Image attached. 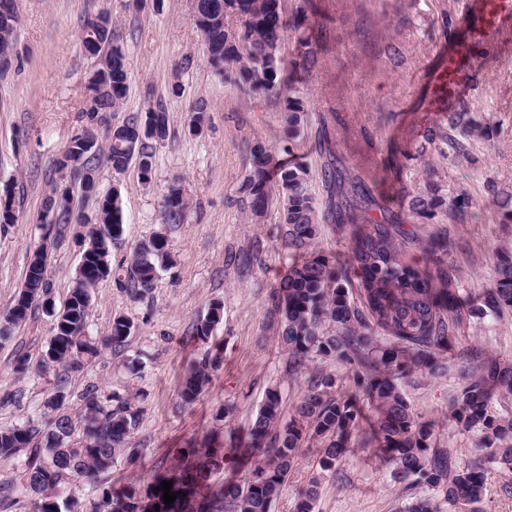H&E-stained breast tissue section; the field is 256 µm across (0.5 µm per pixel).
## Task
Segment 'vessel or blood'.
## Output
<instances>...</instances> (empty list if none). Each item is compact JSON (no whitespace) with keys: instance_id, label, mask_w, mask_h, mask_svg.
<instances>
[{"instance_id":"b4317fda","label":"vessel or blood","mask_w":512,"mask_h":512,"mask_svg":"<svg viewBox=\"0 0 512 512\" xmlns=\"http://www.w3.org/2000/svg\"><path fill=\"white\" fill-rule=\"evenodd\" d=\"M458 30V37L439 49L437 65L426 71L434 112L476 90L481 67L512 55V0H467ZM477 45L484 48V56L474 55Z\"/></svg>"}]
</instances>
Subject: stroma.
Wrapping results in <instances>:
<instances>
[{
  "label": "stroma",
  "instance_id": "obj_1",
  "mask_svg": "<svg viewBox=\"0 0 512 512\" xmlns=\"http://www.w3.org/2000/svg\"><path fill=\"white\" fill-rule=\"evenodd\" d=\"M313 26L328 23L321 42L323 65L306 78L302 91L313 113L337 115L336 150L348 167L371 186L381 206L399 204L397 183L384 166L388 144L414 153L424 130L438 120L427 109V87L421 62L433 57L445 36L443 17H456L465 0H315ZM19 15L18 55L0 73V186L15 190V216L0 224V315L12 307L29 260L42 242L44 200L62 181L55 161L70 140L90 122L84 113L88 79L96 59L83 47L78 31L86 16L107 13L114 39L127 58L129 92L123 107L105 113L97 129L122 125L163 102L169 135L153 146L150 181L137 164L121 173L100 162V193L119 191L124 216L122 240L112 248L113 264L126 262L134 246L164 233L174 255L172 268L160 271L151 292L131 300L114 280L100 281L88 308L91 341H103L115 316L130 318L134 331L121 353L104 348L85 358L73 374L66 400L70 416L80 409L79 394L94 385L129 398L141 413L131 442L140 448L136 464L118 460L113 484L148 481L156 463L169 461L177 449L200 443L211 430L247 427L267 389H282L284 415L307 389L306 374H288L285 349L267 327L268 296L285 275L288 258L278 238L276 211L262 223L249 220L240 204L246 175L244 141L259 138L275 144L282 135L278 110L244 96L224 83L207 63L202 33L192 18L191 0H146L133 10L131 0H16ZM402 42L404 60L390 61L386 47ZM472 110L492 125L490 138L470 142L468 154L444 161L451 189L468 194L473 205L465 223L450 225L460 247L449 260L458 270L463 292L476 296L494 284L498 255H512V223H500L487 196V183L512 191V58L487 72L469 99ZM204 104L207 121L200 133L188 131L191 109ZM393 122H383L384 113ZM368 128L365 141L359 128ZM180 183L192 200L183 223L161 220L164 195ZM81 238L67 229L50 251L47 277L56 305L72 290L81 256ZM256 253L253 278L239 280L234 256ZM224 304L214 339L224 346V361L209 389L193 405L178 397L183 372L199 360L206 344L190 336L191 324L205 317L212 301ZM53 319L43 312L15 328L0 344V427L39 418L43 402L55 391L54 373L37 369L20 374L14 354L38 360L52 334ZM466 345L512 363V314L465 328ZM461 360L447 374L416 373L402 392L421 421L431 423L437 447L453 451L459 463L474 459L477 437L448 419V407L465 383ZM231 406L226 422L214 415ZM317 442L301 448L272 512H294L298 493L310 480L320 482L316 512H400L414 494L381 467L371 449L354 448L335 472L317 466ZM440 512H512V469L494 467L476 509L451 506L443 492L426 490Z\"/></svg>",
  "mask_w": 512,
  "mask_h": 512
}]
</instances>
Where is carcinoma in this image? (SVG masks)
<instances>
[{
	"instance_id": "1",
	"label": "carcinoma",
	"mask_w": 512,
	"mask_h": 512,
	"mask_svg": "<svg viewBox=\"0 0 512 512\" xmlns=\"http://www.w3.org/2000/svg\"><path fill=\"white\" fill-rule=\"evenodd\" d=\"M9 3L10 10L0 14V66L5 69L16 57L18 15L15 0ZM288 4L290 0H195L194 10L207 21L200 31L211 47L207 62L213 71L241 93L279 106L280 142L270 146L255 138L245 143L247 173L241 193L252 220L262 221L275 207L284 226L281 245L291 263L270 292L269 324L286 349L285 368L297 374L316 359L334 358L348 366L354 392L334 394L335 378L317 371L285 420L282 390L270 387L247 431L241 436L229 433V447L216 441L180 448L174 462L157 466L150 481L136 480L116 492L108 481L112 466L121 456L132 461L140 455L130 441L140 423L138 408L127 398L87 386L79 395L83 432L77 442L70 440L72 418L62 412L69 378L83 367L81 355L98 351L87 339V309L97 277H79L38 363L41 370L57 367L55 392L43 404L52 412L50 429L44 432L28 423L0 430V458L24 456L23 483L34 496L32 512H84L78 501L62 497L66 485L79 476L99 480V494L89 512H272L299 448L313 439L319 444L317 465L323 472L335 471L353 446L373 448L380 463L407 482L408 489L440 490L452 505L481 502L489 467L512 468V417L491 410L494 399L512 395V363L484 358L476 349L467 352L475 364L448 411L456 427L478 435V454L467 465H460L451 450L432 444L431 427L419 421L401 392L402 380L415 372L437 376L448 371L449 355L461 343L467 320L512 314V256L499 260L494 286L474 304L461 294L456 269L448 262L457 246L451 232L442 228L422 237L407 229L410 224L465 222L472 199L448 190V172L441 161L465 155L468 140L485 135L486 126L468 103L459 101L424 131L414 157L387 149L385 162L401 185L402 203L399 211L380 206L366 179L336 154L335 128L324 116L312 126L301 87L284 76L290 66L307 75L322 67L309 22L312 0H300L293 8ZM227 13L239 18L238 27L224 25ZM89 29L100 43L85 109L93 121L102 112L120 108L129 86L126 55L114 44L107 14L84 20V46ZM290 29L295 33L291 60L284 52ZM311 129L321 159L315 173L308 165L286 160ZM168 134V115L158 103L145 116H134L113 129L104 145L87 147L82 136L73 137L55 168H70L73 181L81 186L87 173H97L102 157L118 173L134 161L148 181L153 167L150 141ZM412 160L416 164H410ZM315 176L326 193L320 210L312 192ZM487 192L500 221L512 223V192L493 183ZM188 209L183 189L171 186L164 197L163 223H183ZM74 220L68 207L47 226L16 304L0 317L1 341L9 340L13 327L41 306L40 296L51 293L48 244H57ZM322 224L332 225L346 240L345 263L315 249ZM123 233L122 200L114 190L100 196L95 227L87 231L85 266L115 278L132 299L140 300L154 287L159 271L173 265V254L167 236L158 233L137 243L129 260L114 267L112 244ZM222 318L223 304L212 302L208 314L192 324L191 334L209 342ZM133 330L128 317L114 318L104 346L121 350ZM222 358L223 349L215 344L186 371L179 392L183 404H193L205 393ZM227 453L251 458L253 464L244 478L212 490L207 481L224 471ZM170 480L176 499L167 505L159 487ZM317 496L313 481L300 495L295 512H315ZM18 506L14 487L0 486V512H15Z\"/></svg>"
}]
</instances>
